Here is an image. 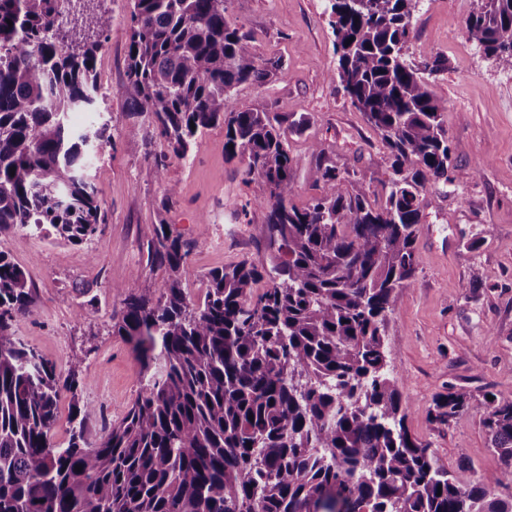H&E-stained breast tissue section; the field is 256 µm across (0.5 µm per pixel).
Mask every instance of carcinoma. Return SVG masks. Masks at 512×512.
<instances>
[{
  "label": "carcinoma",
  "mask_w": 512,
  "mask_h": 512,
  "mask_svg": "<svg viewBox=\"0 0 512 512\" xmlns=\"http://www.w3.org/2000/svg\"><path fill=\"white\" fill-rule=\"evenodd\" d=\"M72 2L0 0V235L82 245L104 223L87 169L91 151L111 143L109 122L73 128L68 115L96 101L111 20L86 14L87 35L75 39ZM227 2L131 0L124 92L127 111L163 139L159 168L224 126V154L264 184L265 261L210 271L192 307L190 246L170 225L152 226V263L168 278L158 296L135 280L115 286L123 302L112 316L145 384L92 440L96 411L77 398L83 357L64 377L16 336L32 289L0 251V512H512V496L495 492L512 485V400L455 387L433 399L441 425L481 412L502 460L463 488L408 430L389 374L388 318L418 270L425 192L457 180L447 104L430 90L444 60L431 50L418 65L405 58L421 0H328V77L380 137L387 177L372 194V175L339 168L314 143L309 176L323 192L303 207L292 203L288 135L306 120L232 107L238 86L266 82L282 62L256 53ZM465 34L512 71V0H476ZM63 389L70 438L57 446Z\"/></svg>",
  "instance_id": "obj_1"
}]
</instances>
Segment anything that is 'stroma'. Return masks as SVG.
Returning <instances> with one entry per match:
<instances>
[{"mask_svg":"<svg viewBox=\"0 0 512 512\" xmlns=\"http://www.w3.org/2000/svg\"><path fill=\"white\" fill-rule=\"evenodd\" d=\"M473 4L425 0L412 21L411 59L431 49L445 60L431 90L448 105L451 166L461 180L425 194L418 273L399 292L386 331L410 433L428 445L435 466L464 486L500 471L501 460L479 413L441 425L428 417L433 398L454 386L512 400V71L468 42L465 22ZM325 6L326 0H232L229 7L258 53L283 62L282 74L239 86L234 108L262 106L309 119L303 132L289 137L299 206L322 192L308 175L311 144L331 152L339 166L379 179L388 165L378 135L340 83L327 77L336 56ZM88 7L110 16L111 27L96 59L100 91L93 110L72 113L71 120L87 124L96 111L111 119L112 142L98 150L90 170L106 221L81 246L21 230L0 238V251L27 271L35 291L32 313L18 322L17 335L64 375L73 356L86 357L84 385L59 400L51 431L58 445L69 438L72 398L97 409L90 425L97 437L142 390L137 354L113 334L111 317L122 302L116 285L134 281L157 292L164 284V269L148 262L149 227L170 225L189 242L185 288L198 303L210 269L262 260L267 214L253 202L260 182L247 180L239 159L225 157L223 127L206 131L186 158H170L157 169L162 141L146 121L130 116L123 94L129 0H90ZM169 183L178 193L168 205ZM92 342L97 349L91 353Z\"/></svg>","mask_w":512,"mask_h":512,"instance_id":"stroma-1","label":"stroma"}]
</instances>
